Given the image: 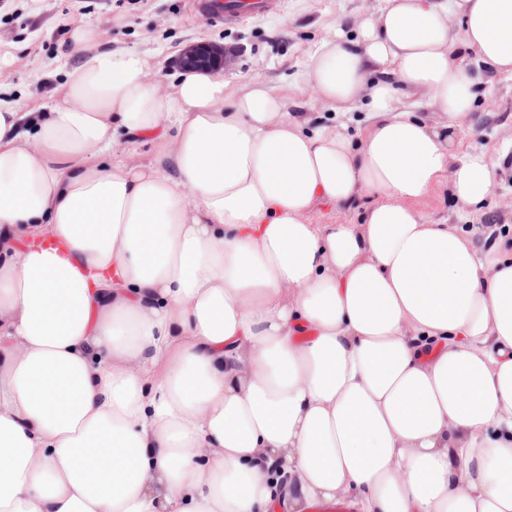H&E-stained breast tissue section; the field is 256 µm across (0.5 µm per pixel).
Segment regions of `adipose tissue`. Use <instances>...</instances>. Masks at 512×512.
Returning a JSON list of instances; mask_svg holds the SVG:
<instances>
[{
    "mask_svg": "<svg viewBox=\"0 0 512 512\" xmlns=\"http://www.w3.org/2000/svg\"><path fill=\"white\" fill-rule=\"evenodd\" d=\"M71 41L43 111L0 99V512H264L283 483L289 512H512V256L415 208L491 193L455 136L512 75V0H380L323 40L296 88L380 113L357 142ZM361 213L358 207L336 206L335 203L322 200L316 203L312 219L318 224H356L359 223Z\"/></svg>",
    "mask_w": 512,
    "mask_h": 512,
    "instance_id": "adipose-tissue-1",
    "label": "adipose tissue"
}]
</instances>
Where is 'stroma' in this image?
<instances>
[{
    "label": "stroma",
    "mask_w": 512,
    "mask_h": 512,
    "mask_svg": "<svg viewBox=\"0 0 512 512\" xmlns=\"http://www.w3.org/2000/svg\"><path fill=\"white\" fill-rule=\"evenodd\" d=\"M377 3L285 0L278 15L225 26L206 20L190 0H0V85L24 98L28 111H39L62 83L57 70L70 50V32L78 25L93 28L101 46L144 54L152 64L150 78L164 84L176 74L172 61L185 44H226L242 50L235 67L224 74L228 98L245 93L257 78L287 98L292 115L358 141L372 113H345L298 96L293 81L333 24L352 28ZM483 80L485 91L456 137L458 154L477 147L502 161L482 212L463 210L444 184L417 208L431 223L455 224L472 233L477 246L486 250L503 237L512 242V77L487 69Z\"/></svg>",
    "instance_id": "1"
}]
</instances>
